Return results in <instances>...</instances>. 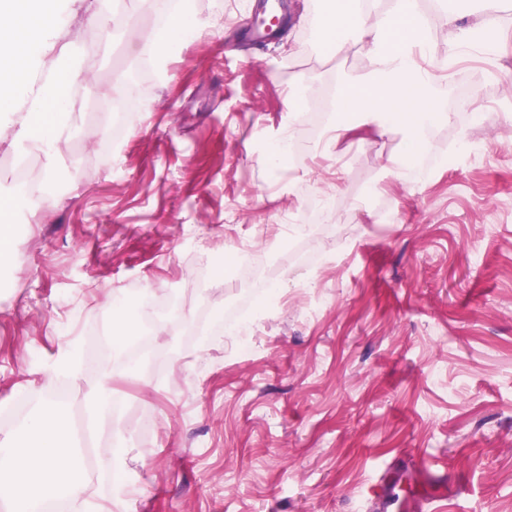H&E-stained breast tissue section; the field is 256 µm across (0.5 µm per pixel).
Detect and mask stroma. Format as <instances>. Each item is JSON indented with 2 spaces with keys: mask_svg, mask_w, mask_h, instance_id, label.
Wrapping results in <instances>:
<instances>
[{
  "mask_svg": "<svg viewBox=\"0 0 512 512\" xmlns=\"http://www.w3.org/2000/svg\"><path fill=\"white\" fill-rule=\"evenodd\" d=\"M247 2L188 0L199 29L161 67L127 49L114 17L91 26L79 12L59 30L89 68L59 188L17 212V259L0 269V437L17 407H83L112 292L172 299L180 322L154 341L157 372L116 348L105 363L130 406L107 438L124 468L89 478L68 512H381L376 487L393 477L409 512H429L427 495L512 512V125L498 121L512 116V15L494 56L460 61L455 120L430 134L429 181L410 185L383 169L398 133L363 129L320 156L301 126L294 165H261L292 81L316 97L368 59L321 54L318 0L283 40L253 48ZM118 75L136 93L116 125L96 89ZM469 138L478 154L438 163ZM328 191L337 222L286 245L285 214ZM243 248L276 264L281 302L238 351L224 319L248 294L214 288L212 261ZM204 314L206 340L190 341ZM66 341L82 369L51 375Z\"/></svg>",
  "mask_w": 512,
  "mask_h": 512,
  "instance_id": "35a3bbf8",
  "label": "stroma"
}]
</instances>
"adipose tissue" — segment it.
<instances>
[{
    "label": "adipose tissue",
    "instance_id": "adipose-tissue-1",
    "mask_svg": "<svg viewBox=\"0 0 512 512\" xmlns=\"http://www.w3.org/2000/svg\"><path fill=\"white\" fill-rule=\"evenodd\" d=\"M473 2L474 19L467 24L461 12L440 7L426 12L418 0H333L330 10L317 12L323 50L339 53L363 45L369 60L364 71L341 75L335 117L318 150L333 152L363 127L382 136L399 132L401 148L388 157V171L406 183H426L430 173L415 157L433 127L453 120L452 113L437 108L441 74L452 73L467 49L495 53L501 37L502 0ZM113 6V0H0V143L42 158L41 195H48L56 177L73 123L72 90L84 66L57 48L63 15L81 9L95 20ZM438 26L453 27L455 37L435 72L422 61ZM197 27L188 12L176 10L164 28L138 36L133 47L159 59ZM68 421L67 410L56 405L0 439V495L9 499L11 512H37L51 493L85 495L84 458Z\"/></svg>",
    "mask_w": 512,
    "mask_h": 512
}]
</instances>
